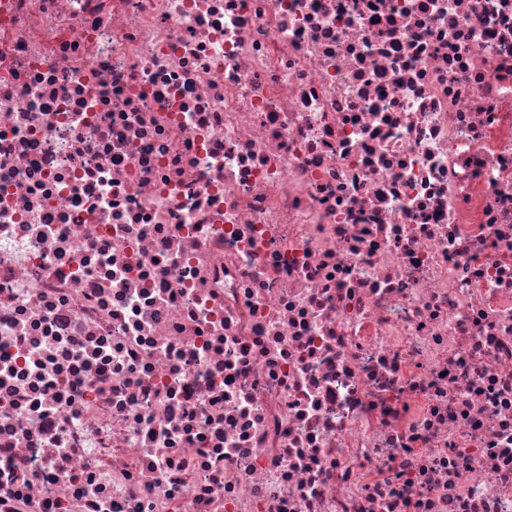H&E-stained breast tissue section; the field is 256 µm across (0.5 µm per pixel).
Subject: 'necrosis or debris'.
<instances>
[{"label": "necrosis or debris", "instance_id": "4bbe7bcc", "mask_svg": "<svg viewBox=\"0 0 512 512\" xmlns=\"http://www.w3.org/2000/svg\"><path fill=\"white\" fill-rule=\"evenodd\" d=\"M0 512H512V0H0Z\"/></svg>", "mask_w": 512, "mask_h": 512}]
</instances>
